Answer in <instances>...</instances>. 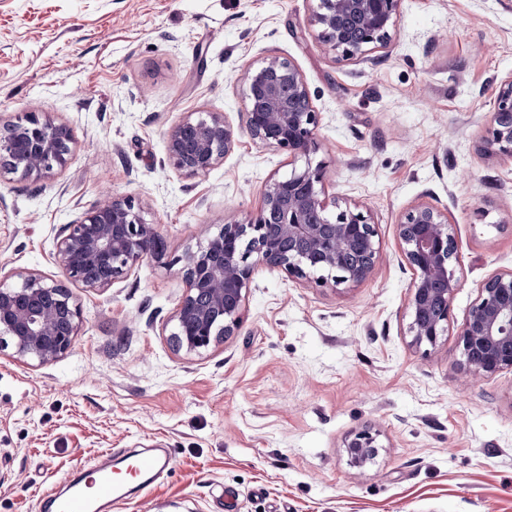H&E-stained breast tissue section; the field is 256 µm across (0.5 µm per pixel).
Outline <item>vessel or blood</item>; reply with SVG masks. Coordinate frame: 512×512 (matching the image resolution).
<instances>
[{"instance_id": "obj_1", "label": "vessel or blood", "mask_w": 512, "mask_h": 512, "mask_svg": "<svg viewBox=\"0 0 512 512\" xmlns=\"http://www.w3.org/2000/svg\"><path fill=\"white\" fill-rule=\"evenodd\" d=\"M171 462L166 448H151L135 456L119 452L107 462L81 471L64 491L48 489L39 499L50 512H112L132 493L149 492Z\"/></svg>"}]
</instances>
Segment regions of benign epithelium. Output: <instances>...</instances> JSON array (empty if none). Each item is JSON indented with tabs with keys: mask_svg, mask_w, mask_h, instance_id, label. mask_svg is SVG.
I'll list each match as a JSON object with an SVG mask.
<instances>
[{
	"mask_svg": "<svg viewBox=\"0 0 512 512\" xmlns=\"http://www.w3.org/2000/svg\"><path fill=\"white\" fill-rule=\"evenodd\" d=\"M403 0H314L310 25L319 43L344 60L368 62L389 48ZM245 128L254 144L305 159L286 176L266 182L252 215L224 217L204 245L188 250L182 276L187 288L170 322V340L188 354L232 336L242 322L254 275L278 270L298 280L355 284L373 270L379 238L369 214L333 202L328 212L326 165L318 151L320 115L306 79L290 59L270 54L244 76ZM238 143L222 112H186L166 141L169 166L196 178L222 164ZM74 137L48 113L27 112L0 122V175L37 183L67 167ZM478 150L512 157V73L495 82L493 110ZM402 252L413 271L407 303L411 345L436 346L447 331L450 302L459 288L457 247L448 218L426 203L408 208L397 223ZM167 250L157 226L132 196L104 197L80 219L65 225L55 260L63 279L16 271L17 282L0 279V350L47 364L73 345L81 312L73 286L105 290L146 260L164 263ZM458 343L467 375L512 372V270L490 276L466 317ZM379 434L370 426L346 441L354 466L378 454Z\"/></svg>",
	"mask_w": 512,
	"mask_h": 512,
	"instance_id": "obj_1",
	"label": "benign epithelium"
}]
</instances>
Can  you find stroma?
Wrapping results in <instances>:
<instances>
[{
    "mask_svg": "<svg viewBox=\"0 0 512 512\" xmlns=\"http://www.w3.org/2000/svg\"><path fill=\"white\" fill-rule=\"evenodd\" d=\"M310 6L0 0V118L39 108L75 140L40 184L0 177V265L61 278L57 239L105 190L143 199L173 260L73 287L82 326L57 360L0 350V512H37L38 491L76 468L150 447L171 449L172 470L150 502L117 512H512V373L463 376L458 345L484 281L512 269V158L477 149L492 81L512 73V0H403L372 64L325 51ZM273 53L296 63L320 114L327 200L369 212L379 257L357 284L258 271L236 334L185 354L169 342L176 257L291 170L242 130L243 75ZM200 110L224 112L239 144L187 179L166 137ZM418 202L447 217L459 260L433 348L407 332L397 222ZM363 425L381 448L361 470L344 442Z\"/></svg>",
    "mask_w": 512,
    "mask_h": 512,
    "instance_id": "stroma-1",
    "label": "stroma"
}]
</instances>
